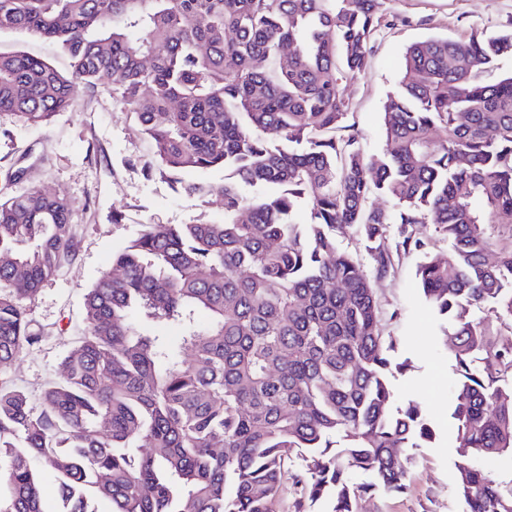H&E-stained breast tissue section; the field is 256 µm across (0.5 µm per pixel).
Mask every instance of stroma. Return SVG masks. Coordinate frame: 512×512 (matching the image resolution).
Masks as SVG:
<instances>
[{
    "label": "stroma",
    "mask_w": 512,
    "mask_h": 512,
    "mask_svg": "<svg viewBox=\"0 0 512 512\" xmlns=\"http://www.w3.org/2000/svg\"><path fill=\"white\" fill-rule=\"evenodd\" d=\"M385 9L398 23L376 31L368 66L348 88L354 106L347 122L369 155L383 147L384 103L402 77L412 43L512 28V0H386ZM14 50L60 72L70 69L69 57L52 41L27 32H1L0 51ZM148 155L134 117L101 87H77L72 107L45 126L33 127L0 112V198L32 186L65 195L77 226L75 250L58 275L24 300L41 341L0 368V381L35 399L59 377L61 359L83 328L87 289L107 268L112 253L144 225L223 220L221 196L198 199L179 192L172 175L144 170ZM421 259L417 252L400 254L394 273L377 287L386 314L384 331L398 338V358L412 364L411 370L392 377L393 390L398 400L413 399L426 409L436 436L415 449L405 493H364L355 512H461L455 482L457 427L450 416L458 375L415 276Z\"/></svg>",
    "instance_id": "stroma-1"
}]
</instances>
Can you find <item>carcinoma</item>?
<instances>
[{
	"label": "carcinoma",
	"mask_w": 512,
	"mask_h": 512,
	"mask_svg": "<svg viewBox=\"0 0 512 512\" xmlns=\"http://www.w3.org/2000/svg\"><path fill=\"white\" fill-rule=\"evenodd\" d=\"M383 5L0 0V32L50 39L72 63L63 74L0 52V112L41 126L77 86L110 87L149 142L145 170L224 169L217 186L180 182L219 193L224 220L146 224L113 254L40 405L0 384V512H45L47 479L59 512H95L93 499L110 512H275L294 459L303 512L404 492L434 430L418 403L396 401L397 342L372 283L411 251L458 375L459 495L466 512H512L471 466L512 456V386L499 384L512 344L495 348L471 316L486 304L512 322V74L484 80L512 56V29L412 44L369 156L344 134L347 84L392 25ZM72 210L39 188L0 200L1 368L40 342L23 298L73 253ZM423 224L447 252L429 251ZM393 225L394 250L380 248ZM346 227L369 263L339 248Z\"/></svg>",
	"instance_id": "1"
}]
</instances>
